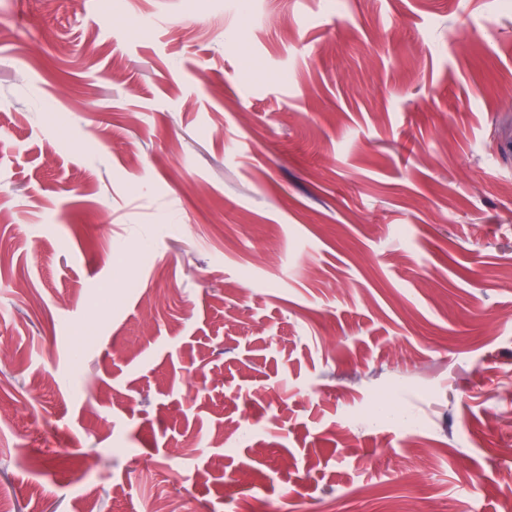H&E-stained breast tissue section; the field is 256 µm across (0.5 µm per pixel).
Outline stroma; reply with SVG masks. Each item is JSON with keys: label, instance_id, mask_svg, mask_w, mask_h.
<instances>
[{"label": "stroma", "instance_id": "35a3bbf8", "mask_svg": "<svg viewBox=\"0 0 512 512\" xmlns=\"http://www.w3.org/2000/svg\"><path fill=\"white\" fill-rule=\"evenodd\" d=\"M509 87L512 0H0V499L498 512Z\"/></svg>", "mask_w": 512, "mask_h": 512}]
</instances>
